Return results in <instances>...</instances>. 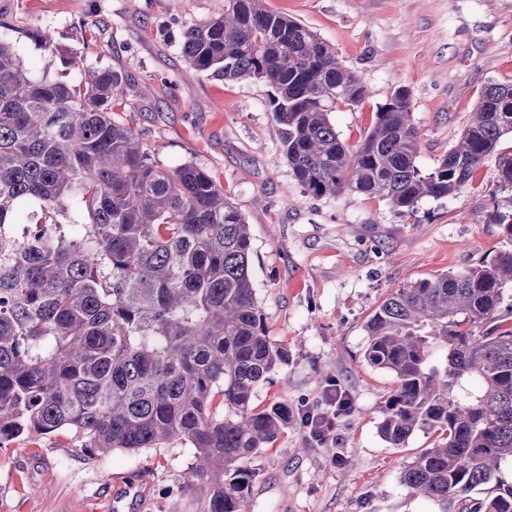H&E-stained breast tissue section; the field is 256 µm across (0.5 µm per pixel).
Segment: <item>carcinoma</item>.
Instances as JSON below:
<instances>
[{"label":"carcinoma","mask_w":512,"mask_h":512,"mask_svg":"<svg viewBox=\"0 0 512 512\" xmlns=\"http://www.w3.org/2000/svg\"><path fill=\"white\" fill-rule=\"evenodd\" d=\"M196 71L270 88L280 153L316 197L344 190L409 213L468 186L495 162L507 196L487 215L512 237V85L491 83L457 145L427 173L405 88L352 149L331 121L368 96L314 31L266 7L224 0L187 27ZM124 75L37 78L0 41V445L68 429L110 453L189 443L184 483L203 512H247L249 460L288 428V405L253 407L288 363L268 336L249 274L245 216L207 170L161 167L115 118ZM512 250L411 282L369 316L366 363L395 387L379 433L395 448L416 431L441 441L402 472L438 512H512ZM228 408L232 415L222 412Z\"/></svg>","instance_id":"carcinoma-1"}]
</instances>
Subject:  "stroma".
Wrapping results in <instances>:
<instances>
[{
	"mask_svg": "<svg viewBox=\"0 0 512 512\" xmlns=\"http://www.w3.org/2000/svg\"><path fill=\"white\" fill-rule=\"evenodd\" d=\"M265 4L316 32L366 85L361 105L331 114L347 145L359 143L398 88L408 89L425 171L457 144L483 89L512 84V0ZM223 12L224 0H0V40L39 77L121 70L127 95L114 112L157 164L208 170L245 215L256 295L270 337L289 355L253 403L292 412L279 440L251 462V512H437L400 472L438 436L419 431L401 448L380 437V408L395 379L365 362V322L401 286L512 249L502 226L485 220L495 164L410 213L358 192L306 193L280 156L267 86L212 78L182 57L183 30ZM44 34L78 68H65ZM333 387L351 406L320 440L303 415L331 411ZM194 461V448L180 441L101 457L66 430L23 436L0 447V512H202L205 490L179 482Z\"/></svg>",
	"mask_w": 512,
	"mask_h": 512,
	"instance_id": "stroma-1",
	"label": "stroma"
}]
</instances>
